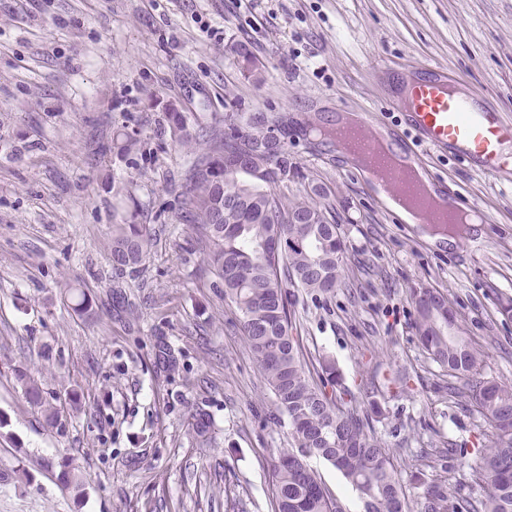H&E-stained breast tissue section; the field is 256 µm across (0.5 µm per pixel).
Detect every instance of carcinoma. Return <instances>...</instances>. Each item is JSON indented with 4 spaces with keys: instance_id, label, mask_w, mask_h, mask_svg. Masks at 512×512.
Listing matches in <instances>:
<instances>
[{
    "instance_id": "1",
    "label": "carcinoma",
    "mask_w": 512,
    "mask_h": 512,
    "mask_svg": "<svg viewBox=\"0 0 512 512\" xmlns=\"http://www.w3.org/2000/svg\"><path fill=\"white\" fill-rule=\"evenodd\" d=\"M170 137L192 151L178 196L177 220L208 249L207 262L223 280L224 301L238 314L242 341L275 397L278 418L290 425L288 446L277 449L271 472L274 512H342L309 459L321 457L341 472L363 503V512H408L402 485L387 448L364 430L363 421L341 409L325 383L316 382L300 359L292 336L288 287L328 293L342 283L344 246L332 207L312 197L294 199L276 187L298 175L288 162V119L244 120L224 113V127L193 141L182 112L166 115ZM275 131L281 149L255 155L237 169L251 140ZM140 141L116 132L113 148L128 155ZM313 214L315 224L290 219ZM154 241L148 224L129 220L112 225V267L122 275L140 271ZM112 316L136 320L125 280L112 283ZM415 323L430 359L452 376L470 380L482 369L474 342L460 334L447 297L428 289L415 297ZM155 358L165 371L177 368L171 347L159 337ZM472 397L486 417L492 444L479 450L473 472L485 488L483 499L448 504V491L434 487L421 512H512V384L475 383Z\"/></svg>"
}]
</instances>
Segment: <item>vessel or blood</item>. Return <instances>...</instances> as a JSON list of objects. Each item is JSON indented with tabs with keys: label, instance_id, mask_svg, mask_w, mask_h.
<instances>
[{
	"label": "vessel or blood",
	"instance_id": "obj_1",
	"mask_svg": "<svg viewBox=\"0 0 512 512\" xmlns=\"http://www.w3.org/2000/svg\"><path fill=\"white\" fill-rule=\"evenodd\" d=\"M402 91L408 125L422 143L448 151L479 171L512 175V122L489 100L475 98L466 76L448 78L429 69L403 81ZM390 133L373 112L364 111L355 126L337 130L336 140L351 143L371 157L372 165L363 173L365 179H373L382 171L390 187L405 192L409 186L403 169L391 166L379 147ZM461 202V196L453 192L442 193L438 208L422 209L423 223L450 221L459 213Z\"/></svg>",
	"mask_w": 512,
	"mask_h": 512
}]
</instances>
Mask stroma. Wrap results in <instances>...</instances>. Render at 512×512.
Instances as JSON below:
<instances>
[{
    "label": "stroma",
    "instance_id": "stroma-1",
    "mask_svg": "<svg viewBox=\"0 0 512 512\" xmlns=\"http://www.w3.org/2000/svg\"><path fill=\"white\" fill-rule=\"evenodd\" d=\"M0 0V512H274L271 469L288 437L191 228L176 219L187 148L166 115L285 114L304 123L369 110L403 141L393 78L463 73L512 120V0ZM202 16L223 35L192 21ZM254 67L245 71L243 57ZM141 141L121 157L115 132ZM487 222L439 240L382 207L327 145L288 135L300 175L286 195L325 192L345 280L291 289L302 352L369 435L389 448L411 512L431 486L483 497L472 465L491 429L448 394L411 293L444 294L481 348L480 380L512 383V176L423 148ZM135 216L154 246L126 328L104 303L112 226ZM94 301L71 308L70 287ZM180 362L153 364L156 337ZM37 382L44 407L26 399ZM77 470L82 487L67 482Z\"/></svg>",
    "mask_w": 512,
    "mask_h": 512
}]
</instances>
